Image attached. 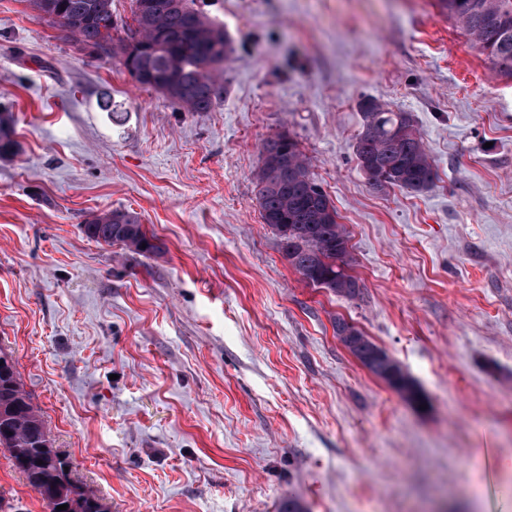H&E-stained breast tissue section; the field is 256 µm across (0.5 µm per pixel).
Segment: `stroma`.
<instances>
[{"mask_svg": "<svg viewBox=\"0 0 512 512\" xmlns=\"http://www.w3.org/2000/svg\"><path fill=\"white\" fill-rule=\"evenodd\" d=\"M232 52L187 112L0 0V348L110 512H512V79L438 0H208ZM108 88L129 113L113 126ZM411 113L436 179L372 190L361 104ZM297 140L361 293L313 288L264 224L262 143ZM137 213L150 256L88 239ZM343 318L420 389L406 401ZM0 493L49 512L0 449ZM13 116L10 112H0V159L16 153L17 141L14 139ZM334 330L336 336L344 343L346 348L361 364L373 375L384 381L389 387L397 391L409 402H419L421 395L414 382L404 373L399 364L383 351V359L379 362L370 360V353L377 347L363 332L345 319L337 318ZM342 336H350L344 338ZM395 362L394 371H391V363Z\"/></svg>", "mask_w": 512, "mask_h": 512, "instance_id": "stroma-1", "label": "stroma"}]
</instances>
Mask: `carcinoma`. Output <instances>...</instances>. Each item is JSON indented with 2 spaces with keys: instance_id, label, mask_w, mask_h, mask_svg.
I'll use <instances>...</instances> for the list:
<instances>
[{
  "instance_id": "obj_1",
  "label": "carcinoma",
  "mask_w": 512,
  "mask_h": 512,
  "mask_svg": "<svg viewBox=\"0 0 512 512\" xmlns=\"http://www.w3.org/2000/svg\"><path fill=\"white\" fill-rule=\"evenodd\" d=\"M113 0H29L38 15L67 31L80 50L108 45L102 59L120 61L141 86L151 88L186 112H207L223 92L216 75L231 53L224 27L199 0H132L131 21L118 22ZM442 11L458 23L479 52L512 78V0H439ZM123 29L125 36L112 33ZM138 46L132 58L124 56ZM362 112L363 128L355 156L371 189L397 187L422 193L433 185L436 172L409 112H394L375 102ZM13 116L0 112V159L16 153ZM262 165L255 176L256 199L264 223L278 235L281 250L301 279L348 298L360 293L348 273L352 257L348 238L328 195L316 182L298 143L278 134L262 145ZM87 238L122 244L143 256L160 250L153 232L140 217L115 209L93 216L84 225ZM336 336L361 364L409 402L421 400L414 382L392 358L370 359L375 344L348 321L336 319ZM0 448L13 467L49 507L67 505L64 512H110L94 494L73 480L54 448L44 420L21 383L12 358L0 349Z\"/></svg>"
}]
</instances>
